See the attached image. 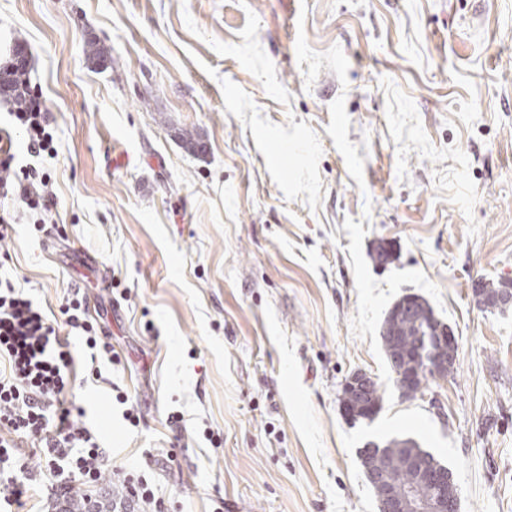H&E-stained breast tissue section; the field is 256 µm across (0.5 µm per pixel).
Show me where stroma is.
Returning a JSON list of instances; mask_svg holds the SVG:
<instances>
[{"label":"stroma","instance_id":"stroma-1","mask_svg":"<svg viewBox=\"0 0 512 512\" xmlns=\"http://www.w3.org/2000/svg\"><path fill=\"white\" fill-rule=\"evenodd\" d=\"M21 46L57 153L14 150L56 205H7L0 277L110 331L76 394L114 462L173 452L176 512H377L359 450L410 436L460 512H512V308L474 297L512 282V0H0V67ZM409 294L457 338L412 397ZM375 387V381L365 373H354L344 384L343 389L353 390L352 400L355 404L354 408H349L350 416H356L367 410V395Z\"/></svg>","mask_w":512,"mask_h":512}]
</instances>
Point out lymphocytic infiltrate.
<instances>
[{
  "label": "lymphocytic infiltrate",
  "instance_id": "obj_1",
  "mask_svg": "<svg viewBox=\"0 0 512 512\" xmlns=\"http://www.w3.org/2000/svg\"><path fill=\"white\" fill-rule=\"evenodd\" d=\"M0 96L19 99L10 117L14 128L26 135L28 151L54 154V138L40 99L17 93L11 84L0 86ZM50 185L49 173L30 167L12 181L0 180V200L19 201L34 209L50 197ZM59 311L68 329L64 337L24 289L0 283V359L9 365L8 374L0 375V507L20 503L26 491L29 468L19 442L28 438L40 447L39 475L48 498L96 484L108 473L151 512H170L168 500L155 492L158 472L170 463V456L154 455L147 467L139 469L115 466L110 451L75 420L77 405L67 398L76 381L69 336L84 338L91 374H98L99 358L114 364L118 356L108 337L98 335L86 318L84 301L77 294L64 295Z\"/></svg>",
  "mask_w": 512,
  "mask_h": 512
}]
</instances>
